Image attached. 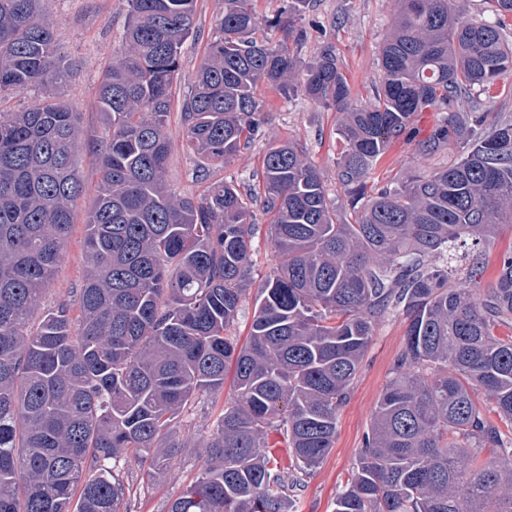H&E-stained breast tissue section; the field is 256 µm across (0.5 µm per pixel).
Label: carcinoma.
I'll use <instances>...</instances> for the list:
<instances>
[{
	"instance_id": "1",
	"label": "carcinoma",
	"mask_w": 512,
	"mask_h": 512,
	"mask_svg": "<svg viewBox=\"0 0 512 512\" xmlns=\"http://www.w3.org/2000/svg\"><path fill=\"white\" fill-rule=\"evenodd\" d=\"M50 2L0 0V97L44 90L0 111V512H126L131 464L157 483L193 446L202 470L167 512H295V479L271 467L269 435L282 436L293 470L317 467L392 313L404 346L334 512H512V249L489 282L485 262L512 224V119L458 107L512 75V0H495L493 23L462 16L460 0H397L365 103L331 46L299 78L307 0L271 18L257 0H224L182 102L188 146L224 166L259 135V88L300 89L339 114L338 178L354 211L340 217L297 143L269 145L262 195L277 263L259 281L251 197L224 181L180 197L166 182L196 0H128L98 93L112 136L87 144L79 113L48 92L75 74L44 21ZM426 108L445 117L419 152L466 154L366 196ZM83 150L100 175L84 279L41 312L83 194ZM254 286L241 346L236 318ZM230 369L216 428L195 445L178 439L174 420L199 392L224 389Z\"/></svg>"
}]
</instances>
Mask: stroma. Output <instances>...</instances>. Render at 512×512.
<instances>
[{
  "mask_svg": "<svg viewBox=\"0 0 512 512\" xmlns=\"http://www.w3.org/2000/svg\"><path fill=\"white\" fill-rule=\"evenodd\" d=\"M223 8L224 0H197L198 33L189 37L182 47L178 97L187 94ZM396 10V0H310L301 19L307 32L298 54L301 65L315 61L324 45H334L353 97L361 102L368 101L379 76L378 47ZM127 12V0H51L46 15L60 46L77 68L76 77L64 87L62 95L66 104L79 112L83 138L90 142L103 141L110 132V125L98 107V89L103 70L112 63ZM260 99L264 113L261 136L225 167L213 169L210 180L232 181L244 191L256 189L261 180L262 156L269 142L292 139L301 144L310 161L320 168L330 199L338 209H345L347 197L336 178L341 143L336 133L335 109L317 106L299 92L283 97L266 89ZM441 119L438 112L417 113L411 138L394 143L378 163L373 187L400 183L411 174L454 163L460 155L459 149L425 157L417 148L418 141L427 138ZM168 131L173 142L168 161L172 189L184 196L201 193L208 180L196 177L200 159L182 142L178 103L171 106ZM80 175L84 193L73 209L66 255L42 300L41 306L45 309L65 299L83 277L86 220L99 186V174L89 156L81 158ZM404 330L402 318L395 314L377 324L350 399L341 411L336 443L323 462L304 476L301 486L294 492L297 512H333L337 492L356 468L371 409L391 377L394 359L403 345ZM223 404V394H200L194 410L183 422L177 423V437L200 438L213 428ZM201 465L194 452L178 460L163 481L132 500L129 512H166L168 501L186 488Z\"/></svg>",
  "mask_w": 512,
  "mask_h": 512,
  "instance_id": "35a3bbf8",
  "label": "stroma"
}]
</instances>
